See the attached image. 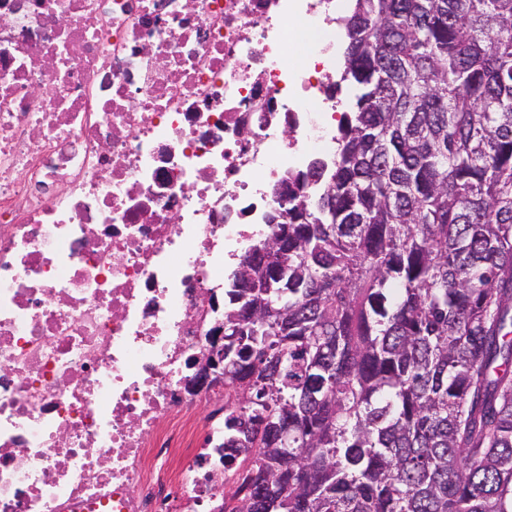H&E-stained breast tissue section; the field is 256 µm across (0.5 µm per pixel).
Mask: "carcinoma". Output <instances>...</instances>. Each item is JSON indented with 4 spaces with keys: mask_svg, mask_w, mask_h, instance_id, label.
<instances>
[{
    "mask_svg": "<svg viewBox=\"0 0 512 512\" xmlns=\"http://www.w3.org/2000/svg\"><path fill=\"white\" fill-rule=\"evenodd\" d=\"M350 2L336 149L224 289L222 512H512V0Z\"/></svg>",
    "mask_w": 512,
    "mask_h": 512,
    "instance_id": "obj_1",
    "label": "carcinoma"
}]
</instances>
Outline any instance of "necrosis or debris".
I'll return each instance as SVG.
<instances>
[{
    "instance_id": "obj_1",
    "label": "necrosis or debris",
    "mask_w": 512,
    "mask_h": 512,
    "mask_svg": "<svg viewBox=\"0 0 512 512\" xmlns=\"http://www.w3.org/2000/svg\"><path fill=\"white\" fill-rule=\"evenodd\" d=\"M345 0H0V512H212L190 359L330 156Z\"/></svg>"
}]
</instances>
